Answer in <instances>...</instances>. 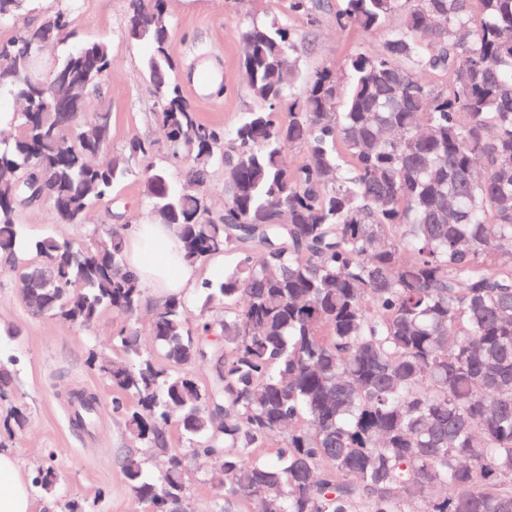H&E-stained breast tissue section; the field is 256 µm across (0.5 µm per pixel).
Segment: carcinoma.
Segmentation results:
<instances>
[{"instance_id": "carcinoma-1", "label": "carcinoma", "mask_w": 512, "mask_h": 512, "mask_svg": "<svg viewBox=\"0 0 512 512\" xmlns=\"http://www.w3.org/2000/svg\"><path fill=\"white\" fill-rule=\"evenodd\" d=\"M401 1L382 48L350 56L348 84L319 70L299 97L304 44L275 17L244 26L260 107L226 134L171 79L165 0H130L127 37L152 48L144 71L170 159L198 184L176 188L147 164L148 223L172 226L189 262L237 257L198 288V315L178 296L155 303L153 350L128 322L112 334L121 358L98 361L129 401L130 439L161 462L150 473L134 448L122 461L151 512L185 496L170 422L222 467L214 512H512V0H342L336 22L372 31ZM29 2L0 0V23ZM69 29L60 8L0 45V94L22 105L0 121V264L30 275L22 295L39 314L83 327L143 301L124 234L28 238L25 184L44 179L43 202L80 225L112 201L128 158L155 147L134 137L129 157L110 154L112 113L85 111L112 64L106 42L85 39L41 83L22 80L40 43ZM65 75L82 83L76 112L43 93ZM220 167L217 214L206 190ZM200 360L204 384L191 373ZM70 397L88 408L74 426L91 428L97 398ZM33 485L53 494V467Z\"/></svg>"}]
</instances>
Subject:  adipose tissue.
Instances as JSON below:
<instances>
[{"label":"adipose tissue","mask_w":512,"mask_h":512,"mask_svg":"<svg viewBox=\"0 0 512 512\" xmlns=\"http://www.w3.org/2000/svg\"><path fill=\"white\" fill-rule=\"evenodd\" d=\"M126 269L144 287L166 297L198 287L195 266L180 256L181 243L164 224H131L125 230ZM0 512H33V497L16 458L0 450Z\"/></svg>","instance_id":"1"}]
</instances>
